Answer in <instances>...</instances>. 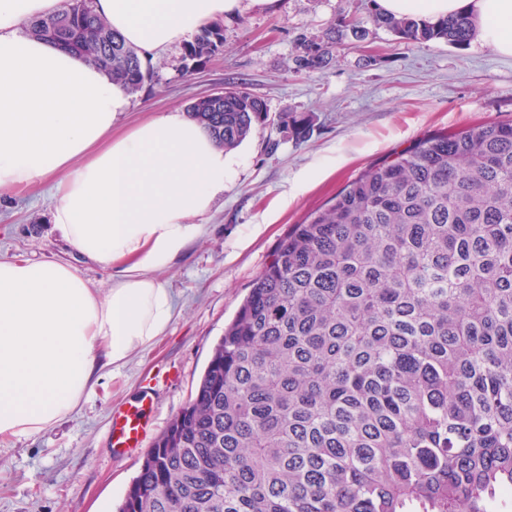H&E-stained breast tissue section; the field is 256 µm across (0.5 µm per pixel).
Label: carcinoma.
Wrapping results in <instances>:
<instances>
[{
	"label": "carcinoma",
	"instance_id": "1",
	"mask_svg": "<svg viewBox=\"0 0 512 512\" xmlns=\"http://www.w3.org/2000/svg\"><path fill=\"white\" fill-rule=\"evenodd\" d=\"M372 21L464 47L469 15ZM27 31L135 95L155 77L67 0ZM184 43L185 69L223 47ZM297 66L331 45L299 38ZM188 114L233 149L267 117L246 89ZM512 491V120L388 154L280 240L118 512H491Z\"/></svg>",
	"mask_w": 512,
	"mask_h": 512
}]
</instances>
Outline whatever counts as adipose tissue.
Listing matches in <instances>:
<instances>
[{"mask_svg": "<svg viewBox=\"0 0 512 512\" xmlns=\"http://www.w3.org/2000/svg\"><path fill=\"white\" fill-rule=\"evenodd\" d=\"M62 0H0V190L53 177L55 231L85 258L116 267L100 292L71 265L0 257V439L36 437L152 347L175 316L155 277L193 241L235 172L219 146L175 110L128 131L129 96L100 69L32 37L23 24ZM241 0H94L142 62L164 56ZM383 13L436 20L472 13L483 41L512 56V0H378Z\"/></svg>", "mask_w": 512, "mask_h": 512, "instance_id": "1", "label": "adipose tissue"}]
</instances>
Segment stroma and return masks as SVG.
Returning a JSON list of instances; mask_svg holds the SVG:
<instances>
[{
	"label": "stroma",
	"instance_id": "1",
	"mask_svg": "<svg viewBox=\"0 0 512 512\" xmlns=\"http://www.w3.org/2000/svg\"><path fill=\"white\" fill-rule=\"evenodd\" d=\"M377 0H277L264 9L242 0L224 19V44L183 72L181 50L155 63L157 78L131 99L130 128L186 108L229 85L267 104L269 118L241 144V163L193 242L157 279L177 302L166 334L133 355L64 421L35 438L0 443V512H118L155 439L195 391L214 344L291 225L323 206L381 157L436 132L512 120V56L474 39L406 44L370 17ZM357 20L363 40L343 38L321 69H297L300 36L321 42ZM307 117L296 139L287 116ZM46 183L0 193V256L72 265L92 288L110 268L79 255L54 231ZM152 396L150 429L133 452L111 446L112 416Z\"/></svg>",
	"mask_w": 512,
	"mask_h": 512
}]
</instances>
